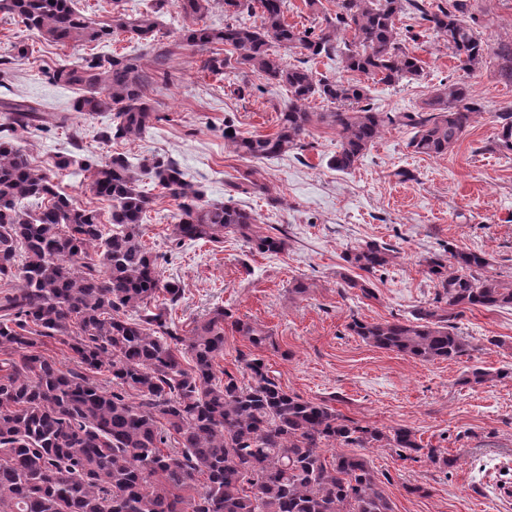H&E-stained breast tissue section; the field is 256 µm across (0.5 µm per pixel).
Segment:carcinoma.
I'll return each instance as SVG.
<instances>
[{
    "mask_svg": "<svg viewBox=\"0 0 512 512\" xmlns=\"http://www.w3.org/2000/svg\"><path fill=\"white\" fill-rule=\"evenodd\" d=\"M121 2L113 0L112 23L103 25L82 14L75 0H0V14L61 44L103 43L117 30L155 39L157 20L149 14L130 19ZM210 2L176 0L183 19L192 20L183 26L187 44L210 50L204 68L257 70L288 91L274 135L224 134L242 157L273 159L299 149L315 123L341 137L329 160L338 171L354 169L388 124L415 129L414 152L443 156L476 111L465 87L448 83L419 111L384 115L367 103L361 81L318 79L305 67L323 54L388 86L420 76L421 60L401 45L395 26L412 8L446 37L460 68L473 71L488 46L466 20L463 0L436 12L419 0H336L335 16L325 17L318 32L286 23L285 0H224L231 18L260 6V25L214 28L203 23ZM215 44L229 47V54L220 56ZM274 44L299 50L303 59L285 64ZM52 79L80 91L75 111L115 113V126L102 134L106 141L139 138L156 119L138 56L96 54L81 65L57 66ZM315 97L335 109L309 111ZM0 109L8 112L0 124V512H393L363 456L328 458L324 449L377 445L414 461L421 450L415 434L362 426L323 402L290 394L250 352L238 355L250 378L242 383L218 363L224 328L254 347L268 333L228 309H216L181 334L168 311L183 288L161 278L158 257L140 241L153 198L139 189L138 172L154 170L158 185L179 201V242H218L237 233L262 253H278L284 239L255 231L257 219L242 208L202 203L173 161L135 166L117 155L93 166L58 157L54 168L90 172L96 194L112 201L108 226L97 211L74 207L13 143L19 129L62 126L67 117L29 100H0ZM497 118L500 146L512 150V112ZM394 258L391 246L376 241L349 250L343 287L376 297L371 276ZM427 265L441 286L434 306L417 308L405 321L354 319L349 330L376 348L423 362L453 360L472 350L453 323L464 310L512 308V282L483 274L484 255L456 249L448 262L431 257ZM48 339L66 345L77 368L63 370L46 357ZM103 371L111 376L110 391L92 379Z\"/></svg>",
    "mask_w": 512,
    "mask_h": 512,
    "instance_id": "1",
    "label": "carcinoma"
}]
</instances>
